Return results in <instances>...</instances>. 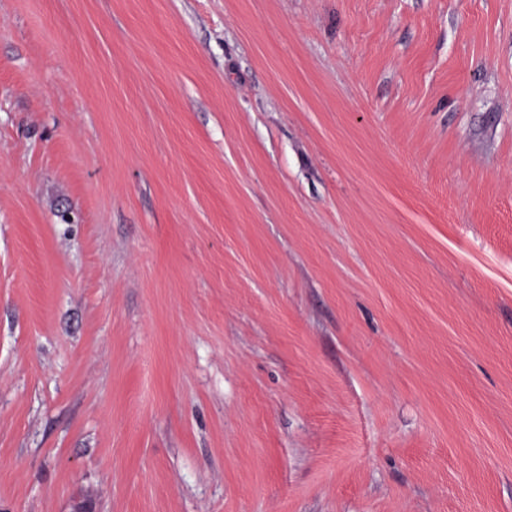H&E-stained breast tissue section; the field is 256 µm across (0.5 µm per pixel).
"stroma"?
Segmentation results:
<instances>
[{"label":"stroma","instance_id":"obj_1","mask_svg":"<svg viewBox=\"0 0 512 512\" xmlns=\"http://www.w3.org/2000/svg\"><path fill=\"white\" fill-rule=\"evenodd\" d=\"M512 512V0H0V512Z\"/></svg>","mask_w":512,"mask_h":512}]
</instances>
